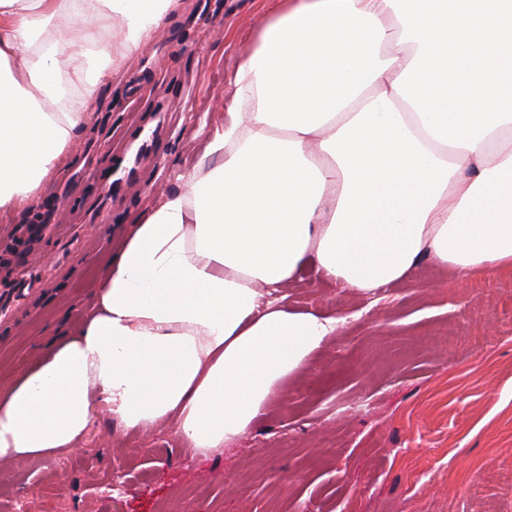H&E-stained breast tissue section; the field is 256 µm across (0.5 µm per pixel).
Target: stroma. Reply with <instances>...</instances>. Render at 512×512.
<instances>
[{"label": "stroma", "mask_w": 512, "mask_h": 512, "mask_svg": "<svg viewBox=\"0 0 512 512\" xmlns=\"http://www.w3.org/2000/svg\"><path fill=\"white\" fill-rule=\"evenodd\" d=\"M269 0H181L131 57L74 159L26 214H0V386L78 321L131 224L197 167V132ZM155 138L127 185V147ZM287 304L337 318L307 366L224 451L173 426L100 418L55 460L0 461V512H512V268L472 275L425 260L364 295L306 266ZM129 480L91 495L92 482Z\"/></svg>", "instance_id": "obj_1"}]
</instances>
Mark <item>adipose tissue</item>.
I'll list each match as a JSON object with an SVG mask.
<instances>
[{
  "label": "adipose tissue",
  "mask_w": 512,
  "mask_h": 512,
  "mask_svg": "<svg viewBox=\"0 0 512 512\" xmlns=\"http://www.w3.org/2000/svg\"><path fill=\"white\" fill-rule=\"evenodd\" d=\"M180 0H0V211L33 208L121 63ZM207 170L133 224L90 313L0 388V460L100 417L201 454L256 423L336 321L307 264L371 292L424 259L512 267V0H275L228 80Z\"/></svg>",
  "instance_id": "adipose-tissue-1"
}]
</instances>
